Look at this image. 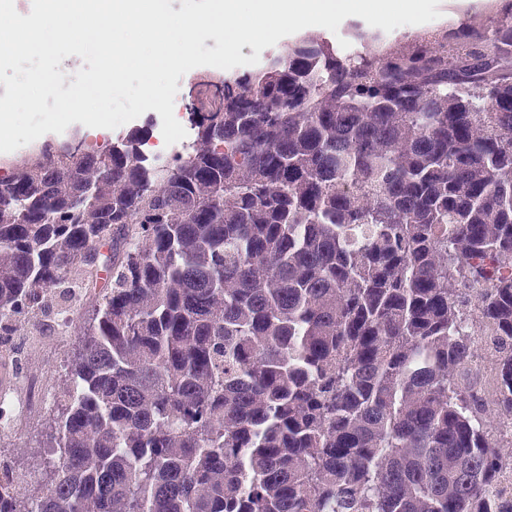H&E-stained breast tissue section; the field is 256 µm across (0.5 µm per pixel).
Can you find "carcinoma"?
<instances>
[{
	"label": "carcinoma",
	"instance_id": "obj_1",
	"mask_svg": "<svg viewBox=\"0 0 512 512\" xmlns=\"http://www.w3.org/2000/svg\"><path fill=\"white\" fill-rule=\"evenodd\" d=\"M305 34L226 76L193 141L49 145L0 179V323L123 256L68 360L30 508L512 512L458 378L493 336L512 421V0L412 46Z\"/></svg>",
	"mask_w": 512,
	"mask_h": 512
}]
</instances>
